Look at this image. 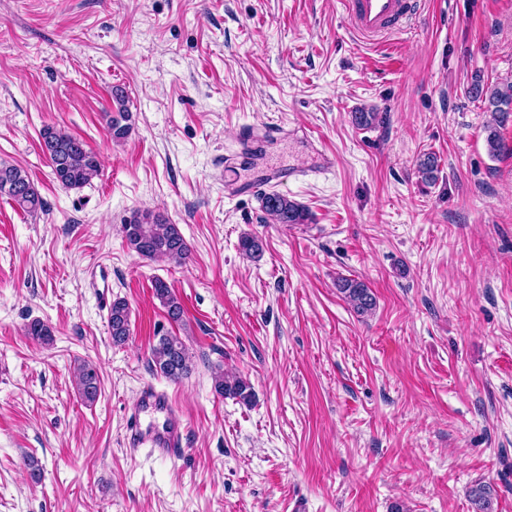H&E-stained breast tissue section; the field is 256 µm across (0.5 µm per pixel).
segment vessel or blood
Masks as SVG:
<instances>
[{
  "label": "vessel or blood",
  "instance_id": "vessel-or-blood-1",
  "mask_svg": "<svg viewBox=\"0 0 512 512\" xmlns=\"http://www.w3.org/2000/svg\"><path fill=\"white\" fill-rule=\"evenodd\" d=\"M354 32L364 39L383 38L396 23L416 15L420 0H342ZM137 418L127 425L131 445L150 446L165 456H176L182 447L183 426L169 397L146 389L137 400Z\"/></svg>",
  "mask_w": 512,
  "mask_h": 512
}]
</instances>
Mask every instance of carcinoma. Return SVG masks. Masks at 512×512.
Instances as JSON below:
<instances>
[{"instance_id": "cac0c4a2", "label": "carcinoma", "mask_w": 512, "mask_h": 512, "mask_svg": "<svg viewBox=\"0 0 512 512\" xmlns=\"http://www.w3.org/2000/svg\"><path fill=\"white\" fill-rule=\"evenodd\" d=\"M471 99L480 102L485 111L493 114L494 124L486 126V142L491 155L502 151V142L497 127L512 114V80L485 82L477 77L468 88ZM117 104V115L108 116L107 128L111 139L120 141L130 131V114L126 108V96L120 89L113 91ZM40 145L47 156L55 180L66 189H80L98 176L101 168L99 153L82 140L55 125H46L40 132ZM0 196L8 197L17 207L29 214L44 210L45 203L34 182L21 168L0 163ZM262 209L277 224H306L310 221L308 210L300 203L279 193L266 194L262 198ZM122 232L128 246L137 255L149 259H163L176 266L186 263L190 249L180 228L172 224L163 214L151 209H136L122 224ZM239 250L249 258L258 259L263 254L262 241L256 236H243ZM338 287L351 308L359 315L371 312L376 300L370 288L356 279L343 278ZM154 296L165 309L169 322L183 321L184 307L172 288L162 279L153 283ZM108 330L115 345H122L130 335V309L128 303L119 298L112 301L108 317ZM26 333L32 339L48 344L53 332L40 319L31 320ZM151 363L163 376L178 380L191 370V354L181 337L169 332L158 337L151 347ZM78 393L92 403L99 395L100 376L98 368L88 362L81 364L75 374ZM215 391L244 405H251L255 393L251 383L234 372L218 373L214 376ZM476 512H488L492 488L479 485L471 490Z\"/></svg>"}]
</instances>
